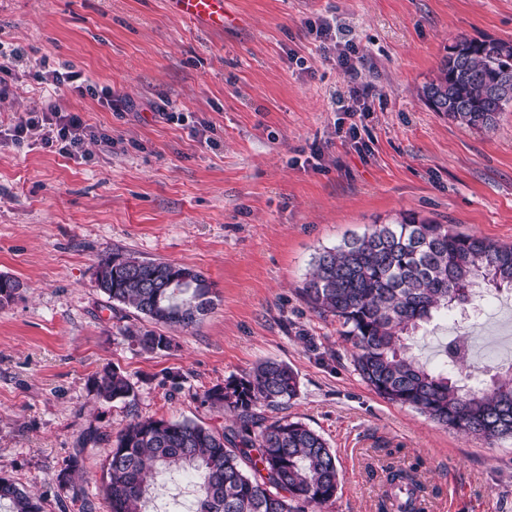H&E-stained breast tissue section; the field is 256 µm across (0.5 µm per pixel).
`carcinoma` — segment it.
Segmentation results:
<instances>
[{
    "label": "carcinoma",
    "mask_w": 512,
    "mask_h": 512,
    "mask_svg": "<svg viewBox=\"0 0 512 512\" xmlns=\"http://www.w3.org/2000/svg\"><path fill=\"white\" fill-rule=\"evenodd\" d=\"M498 43L458 38L422 87L427 105L464 128L494 127L509 101L491 88L512 81V53L501 54ZM95 276L108 299L156 326L190 328L214 306L212 284L191 266L112 252L100 257ZM480 285L488 295L512 290V247L409 214L323 250L301 295L318 315L336 318L354 349V370L376 394L493 446L512 440V368L474 384L464 374L469 343L463 338L449 343L434 367L412 348L418 329L471 302ZM20 288L18 280L0 275V307ZM128 336L146 353L171 345L153 328ZM91 387L104 401L135 396L134 385L114 367L96 373ZM297 395L298 374L286 362L265 359L202 394V401L236 413L231 427L134 419L117 433L104 464L107 512H168L154 502L180 479L189 484L195 512H318L334 502L339 483L328 442L300 421L258 412L283 408ZM401 452L388 450L381 466L385 500L393 501L391 490H404L408 512H424L418 507L426 498L420 463H405ZM2 508L43 512V499L0 477Z\"/></svg>",
    "instance_id": "cac0c4a2"
}]
</instances>
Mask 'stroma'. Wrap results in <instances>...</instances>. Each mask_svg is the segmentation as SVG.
Segmentation results:
<instances>
[{"instance_id": "stroma-1", "label": "stroma", "mask_w": 512, "mask_h": 512, "mask_svg": "<svg viewBox=\"0 0 512 512\" xmlns=\"http://www.w3.org/2000/svg\"><path fill=\"white\" fill-rule=\"evenodd\" d=\"M224 12L213 29L176 0H0L6 48L132 105L63 92L112 137L88 144V162L0 141V274L22 286L0 308V476L41 495L44 512H64L76 488L106 512L103 465L121 429L136 417L231 426L202 393L272 358L298 374L285 416L336 453L325 512H377L370 468L397 447L420 461L436 512H512V440L490 447L379 397L335 318L300 295L320 252L407 213L512 245V105L476 131L420 96L457 38L512 41V0H224ZM320 23L331 40L311 32ZM348 43L351 71L330 59ZM353 90L366 111H333ZM42 103L19 76L0 127ZM118 251L195 267L214 309L170 331L169 349L142 352L127 332L144 319L96 284L99 258ZM461 332L472 368L507 371L512 294L425 326L413 347L435 361ZM107 366L135 397L96 399L90 379Z\"/></svg>"}]
</instances>
